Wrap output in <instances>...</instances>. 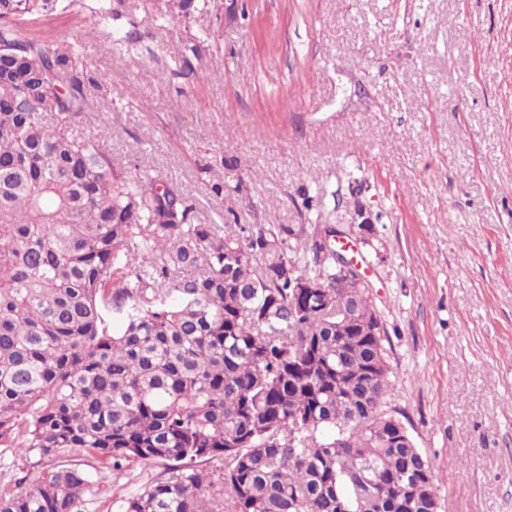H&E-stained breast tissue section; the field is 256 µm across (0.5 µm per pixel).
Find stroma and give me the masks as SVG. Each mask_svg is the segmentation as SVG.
I'll list each match as a JSON object with an SVG mask.
<instances>
[{"label":"stroma","mask_w":512,"mask_h":512,"mask_svg":"<svg viewBox=\"0 0 512 512\" xmlns=\"http://www.w3.org/2000/svg\"><path fill=\"white\" fill-rule=\"evenodd\" d=\"M194 3L76 0L21 27L77 40L101 83L75 134L195 223L374 225L354 256L386 330L384 410L430 460L438 512H512V0ZM163 470L130 465L87 512Z\"/></svg>","instance_id":"1"}]
</instances>
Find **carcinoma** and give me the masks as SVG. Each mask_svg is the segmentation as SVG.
Returning a JSON list of instances; mask_svg holds the SVG:
<instances>
[{"label": "carcinoma", "instance_id": "1", "mask_svg": "<svg viewBox=\"0 0 512 512\" xmlns=\"http://www.w3.org/2000/svg\"><path fill=\"white\" fill-rule=\"evenodd\" d=\"M67 7L0 0V455L163 464L122 512H428L430 463L381 411L380 318L368 289L336 292V241L317 239L336 225L195 224L74 136L97 79L17 28ZM302 277L325 288L298 295ZM105 479L0 481V512H82Z\"/></svg>", "mask_w": 512, "mask_h": 512}]
</instances>
